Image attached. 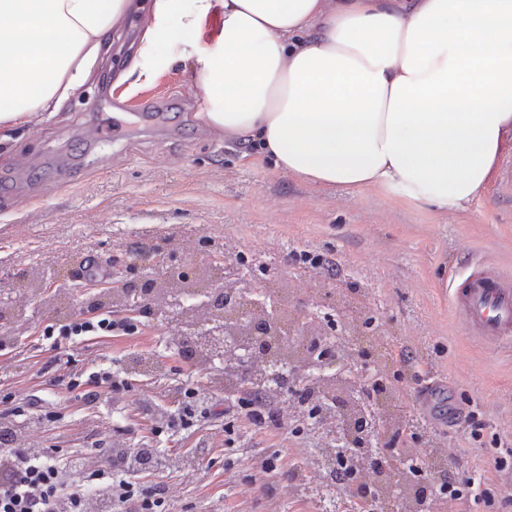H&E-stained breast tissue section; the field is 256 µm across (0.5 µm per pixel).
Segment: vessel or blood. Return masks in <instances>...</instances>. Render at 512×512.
Masks as SVG:
<instances>
[{"mask_svg":"<svg viewBox=\"0 0 512 512\" xmlns=\"http://www.w3.org/2000/svg\"><path fill=\"white\" fill-rule=\"evenodd\" d=\"M453 299L467 328L483 342L495 345L512 337L511 281L494 272H478L465 280Z\"/></svg>","mask_w":512,"mask_h":512,"instance_id":"b4317fda","label":"vessel or blood"}]
</instances>
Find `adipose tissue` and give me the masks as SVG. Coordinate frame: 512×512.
Here are the masks:
<instances>
[{
	"instance_id": "obj_1",
	"label": "adipose tissue",
	"mask_w": 512,
	"mask_h": 512,
	"mask_svg": "<svg viewBox=\"0 0 512 512\" xmlns=\"http://www.w3.org/2000/svg\"><path fill=\"white\" fill-rule=\"evenodd\" d=\"M129 6L0 0V133L59 111ZM150 16L133 86L179 52L206 126L308 186L461 211L512 143V0H153Z\"/></svg>"
}]
</instances>
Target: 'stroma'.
Masks as SVG:
<instances>
[{
  "label": "stroma",
  "instance_id": "obj_1",
  "mask_svg": "<svg viewBox=\"0 0 512 512\" xmlns=\"http://www.w3.org/2000/svg\"><path fill=\"white\" fill-rule=\"evenodd\" d=\"M151 3L132 0L78 95L0 141V341L13 364L0 374V419L36 423L40 446L59 455L94 451L93 419L103 438L185 459L179 468L139 474L144 487L169 485L170 512H318L316 500L278 494L311 442L296 422L259 428L238 412L214 410L192 427H168L183 387L224 399L209 371L174 348L184 330L177 317L139 316L133 334L70 347L77 365L111 363L129 384L92 408L57 382L55 355L39 341L46 324L80 312L68 276L83 257L106 266L131 246L160 244L171 266L182 268L223 254L252 286L292 281L296 300L321 315L331 311L326 295L339 302L358 289L384 343H357L354 365L390 363L395 403L409 421L387 435V461L417 445L448 444V469L462 481L484 474L490 501L460 500L446 512H512V458L499 457L512 446V342H480L452 298L476 264L512 278V151H503L486 191L463 212L408 205L382 190L312 188L258 155L242 158L241 148L210 131L199 117L205 94L188 64L174 62L153 85L130 93L118 85L135 61L144 30L138 18ZM148 95L169 99L163 124L133 118L121 143L95 139L99 126ZM303 252L323 256L327 267L312 271L298 259ZM34 273L66 289L62 304L27 300L18 278ZM138 355L158 358L162 370L131 371ZM36 396L40 411L13 415ZM271 456L276 469L258 474L256 461ZM236 481L252 487L250 499L236 496Z\"/></svg>",
  "mask_w": 512,
  "mask_h": 512
}]
</instances>
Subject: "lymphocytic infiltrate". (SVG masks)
I'll use <instances>...</instances> for the list:
<instances>
[{
	"instance_id": "obj_1",
	"label": "lymphocytic infiltrate",
	"mask_w": 512,
	"mask_h": 512,
	"mask_svg": "<svg viewBox=\"0 0 512 512\" xmlns=\"http://www.w3.org/2000/svg\"><path fill=\"white\" fill-rule=\"evenodd\" d=\"M133 330L127 319L108 311L79 313L66 323L47 325L43 338L50 349L58 350L66 342L127 335ZM62 376L67 389L78 392L90 406L126 388L124 380L102 363L78 369L67 361ZM138 454V449H124L115 465L107 467L89 453L58 456L29 447L16 429L4 427L0 430V512H168L163 487L148 491L137 481L122 479V472L137 470Z\"/></svg>"
}]
</instances>
